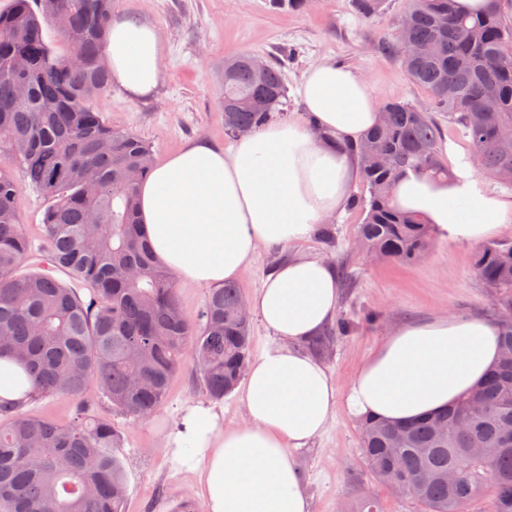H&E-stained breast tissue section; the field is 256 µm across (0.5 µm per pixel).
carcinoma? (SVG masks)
<instances>
[{
  "label": "carcinoma",
  "mask_w": 512,
  "mask_h": 512,
  "mask_svg": "<svg viewBox=\"0 0 512 512\" xmlns=\"http://www.w3.org/2000/svg\"><path fill=\"white\" fill-rule=\"evenodd\" d=\"M385 0H351L373 19ZM115 0H10L0 9V358L18 357L30 372L25 400L0 399V512H125L127 475L117 455L114 424L78 408L60 424L23 413L52 396L82 399L90 387L112 409L146 419L162 406L172 377L192 362L211 399L229 395L251 359L252 327L239 316L244 300L232 282L213 289L191 319L175 277L159 264L142 233L137 186L153 167L151 146L102 118L91 98L112 84L105 37ZM64 12L59 31L70 53L58 54L43 28ZM438 47L433 56H405L408 46ZM387 49L430 93L419 109L389 101L383 122L352 151L362 189L349 207L364 214L358 237L367 253L415 264L425 256L431 225L393 203L408 168L448 175L441 128L448 114L474 146L480 171L497 179L512 167V21L493 7L461 13L455 0H407ZM251 54L224 58V130L238 136L288 118L282 67L258 72ZM15 163L45 201L46 258L33 254L22 232ZM65 270L68 279L55 272ZM475 272L494 292L498 343L512 349V243L490 244ZM352 330L343 320L313 338L320 354ZM468 399L419 419L361 421L367 470L388 485L403 482L418 512H512V363L499 362ZM488 457L471 458L473 445Z\"/></svg>",
  "instance_id": "obj_1"
}]
</instances>
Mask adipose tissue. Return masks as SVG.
Returning a JSON list of instances; mask_svg holds the SVG:
<instances>
[{"mask_svg": "<svg viewBox=\"0 0 512 512\" xmlns=\"http://www.w3.org/2000/svg\"><path fill=\"white\" fill-rule=\"evenodd\" d=\"M105 54L113 82L130 97L157 89L163 48L150 23L115 19ZM295 93L312 123H269L226 149L191 141L140 183L144 233L179 278L237 279L259 247L299 244L343 211L359 173L350 147L377 124L376 101L359 74L329 61L310 66ZM396 203L467 244L512 222V198L490 191L467 161L445 180L407 172ZM340 296L324 258L279 263L249 303L273 339L238 390L245 423L225 427L223 411L200 403L165 430L172 461L197 473L206 512H310L294 452L325 433L338 391L303 346L333 320ZM497 327L453 314L398 327L352 379L349 412L406 422L455 404L497 362Z\"/></svg>", "mask_w": 512, "mask_h": 512, "instance_id": "ef3b65f1", "label": "adipose tissue"}]
</instances>
